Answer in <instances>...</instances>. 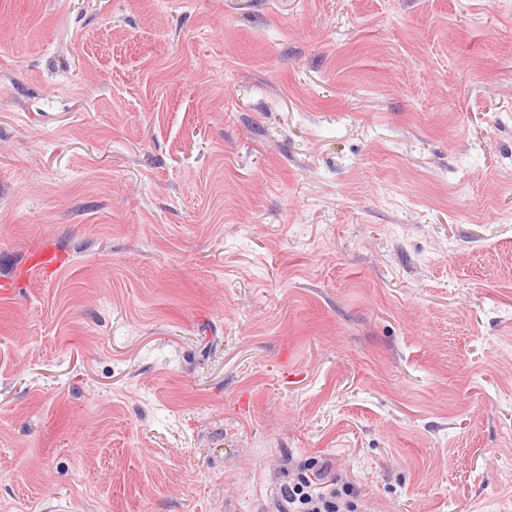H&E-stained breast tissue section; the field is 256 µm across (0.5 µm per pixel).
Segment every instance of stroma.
Returning <instances> with one entry per match:
<instances>
[{
  "mask_svg": "<svg viewBox=\"0 0 512 512\" xmlns=\"http://www.w3.org/2000/svg\"><path fill=\"white\" fill-rule=\"evenodd\" d=\"M512 512V0H0V512ZM289 512L367 511L355 499L351 482L327 480L323 470L308 469L285 488Z\"/></svg>",
  "mask_w": 512,
  "mask_h": 512,
  "instance_id": "stroma-1",
  "label": "stroma"
}]
</instances>
